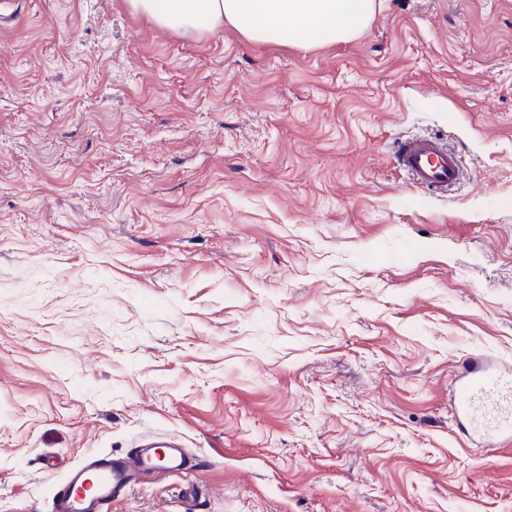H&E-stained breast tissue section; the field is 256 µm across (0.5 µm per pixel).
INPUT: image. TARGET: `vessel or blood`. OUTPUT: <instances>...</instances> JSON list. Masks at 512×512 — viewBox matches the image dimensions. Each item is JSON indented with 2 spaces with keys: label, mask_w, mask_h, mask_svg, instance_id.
<instances>
[{
  "label": "vessel or blood",
  "mask_w": 512,
  "mask_h": 512,
  "mask_svg": "<svg viewBox=\"0 0 512 512\" xmlns=\"http://www.w3.org/2000/svg\"><path fill=\"white\" fill-rule=\"evenodd\" d=\"M394 160L410 182L430 191H445L459 183V154L437 138L417 136L400 141ZM460 415L483 425L495 437L512 436V370L482 365L471 357L452 390ZM165 465L156 467L148 453L135 451L119 459L93 456L74 466L54 492L52 512H111L114 499L133 484L148 483L161 471L187 472L179 440L165 444Z\"/></svg>",
  "instance_id": "b4317fda"
}]
</instances>
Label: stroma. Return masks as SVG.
Masks as SVG:
<instances>
[{"instance_id":"stroma-1","label":"stroma","mask_w":512,"mask_h":512,"mask_svg":"<svg viewBox=\"0 0 512 512\" xmlns=\"http://www.w3.org/2000/svg\"><path fill=\"white\" fill-rule=\"evenodd\" d=\"M427 133L443 197L393 164ZM473 354L512 364V0L309 48L0 0V512L143 435L199 468L112 512H512ZM394 160L413 185L430 191H447L459 183L462 175L461 156L435 137L400 141Z\"/></svg>"}]
</instances>
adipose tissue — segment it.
<instances>
[{
  "instance_id": "adipose-tissue-1",
  "label": "adipose tissue",
  "mask_w": 512,
  "mask_h": 512,
  "mask_svg": "<svg viewBox=\"0 0 512 512\" xmlns=\"http://www.w3.org/2000/svg\"><path fill=\"white\" fill-rule=\"evenodd\" d=\"M151 23L177 32L236 30L258 43L344 42L369 22L375 0H128Z\"/></svg>"
}]
</instances>
